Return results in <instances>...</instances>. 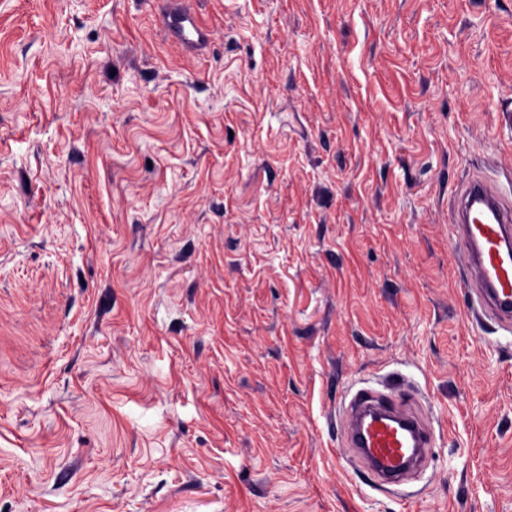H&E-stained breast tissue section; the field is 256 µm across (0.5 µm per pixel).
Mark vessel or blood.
Segmentation results:
<instances>
[{
    "instance_id": "b4317fda",
    "label": "vessel or blood",
    "mask_w": 512,
    "mask_h": 512,
    "mask_svg": "<svg viewBox=\"0 0 512 512\" xmlns=\"http://www.w3.org/2000/svg\"><path fill=\"white\" fill-rule=\"evenodd\" d=\"M454 223L459 251L480 312L512 326V201L474 178L461 185ZM349 445L383 481L394 483L421 467L431 446L423 419L395 396L355 391L343 406Z\"/></svg>"
}]
</instances>
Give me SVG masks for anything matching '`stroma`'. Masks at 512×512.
<instances>
[{
	"instance_id": "35a3bbf8",
	"label": "stroma",
	"mask_w": 512,
	"mask_h": 512,
	"mask_svg": "<svg viewBox=\"0 0 512 512\" xmlns=\"http://www.w3.org/2000/svg\"><path fill=\"white\" fill-rule=\"evenodd\" d=\"M475 175L512 200V0H0V512H512ZM361 387L422 473L347 448ZM390 394L363 388L344 403L349 447L372 471L395 483L421 467L431 448V431L423 419Z\"/></svg>"
}]
</instances>
